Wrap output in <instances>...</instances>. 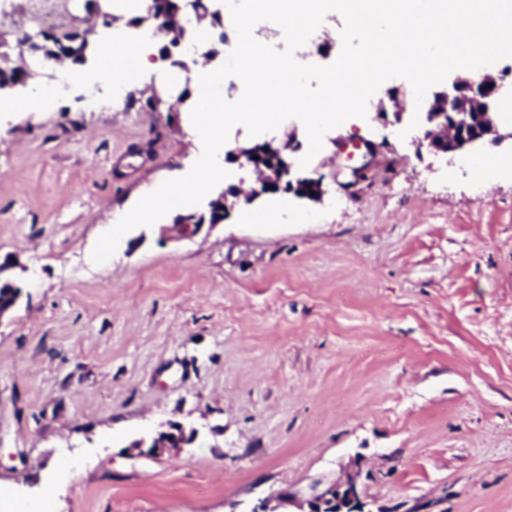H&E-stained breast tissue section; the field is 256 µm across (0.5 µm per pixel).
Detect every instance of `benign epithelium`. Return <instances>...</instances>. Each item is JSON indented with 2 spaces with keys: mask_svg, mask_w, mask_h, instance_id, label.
<instances>
[{
  "mask_svg": "<svg viewBox=\"0 0 512 512\" xmlns=\"http://www.w3.org/2000/svg\"><path fill=\"white\" fill-rule=\"evenodd\" d=\"M495 90L496 80L485 74L477 81L457 77L448 91L434 94L425 102L423 141L427 147L434 152L455 153L479 141L489 139L499 143L503 136L498 134L497 110L491 106ZM292 148L291 143L281 146L264 143L267 154L282 159L281 163L273 166L256 162L250 148L236 149V156L258 175V188L251 192L252 196L275 193L285 184L295 183L304 187L300 196L310 200L321 198V179L291 178L292 164L284 160V152ZM281 501L296 507V512H325L331 507L336 508V512H363L364 508L352 480L335 483L325 489L314 487L305 498L286 492L281 495Z\"/></svg>",
  "mask_w": 512,
  "mask_h": 512,
  "instance_id": "obj_1",
  "label": "benign epithelium"
}]
</instances>
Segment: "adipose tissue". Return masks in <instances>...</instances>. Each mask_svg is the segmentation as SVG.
<instances>
[{"instance_id": "ef3b65f1", "label": "adipose tissue", "mask_w": 512, "mask_h": 512, "mask_svg": "<svg viewBox=\"0 0 512 512\" xmlns=\"http://www.w3.org/2000/svg\"><path fill=\"white\" fill-rule=\"evenodd\" d=\"M179 23L186 29L187 41L195 45L190 54L195 135L200 140L211 142L213 149L206 156L195 179L184 184L165 186L156 194L145 198L140 210L122 216L121 221L125 224L152 223L162 213L183 205L196 189L208 185L217 186L229 177L222 164L224 142L221 130L225 120L224 104L213 94L222 76L214 71L206 58L207 51L216 47L217 42L208 26L189 22L184 17L180 18ZM237 37L245 48L242 72L249 83L258 86L259 92L251 97L245 109L236 112L235 117L258 128L277 124L281 113L288 109L286 74L295 69L312 68L315 61L310 56L291 60L272 58L253 47L251 28L247 25L239 28ZM150 53L151 47L147 44L137 47L133 52L122 45L114 46L112 50L106 51L102 67L95 75L96 82L109 81L124 89L137 86L141 73L156 69L149 58Z\"/></svg>"}]
</instances>
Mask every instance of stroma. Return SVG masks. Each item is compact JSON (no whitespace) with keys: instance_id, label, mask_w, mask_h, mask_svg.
Returning a JSON list of instances; mask_svg holds the SVG:
<instances>
[{"instance_id":"1","label":"stroma","mask_w":512,"mask_h":512,"mask_svg":"<svg viewBox=\"0 0 512 512\" xmlns=\"http://www.w3.org/2000/svg\"><path fill=\"white\" fill-rule=\"evenodd\" d=\"M110 0H74L77 73L112 41ZM22 0H0V69L27 56ZM91 105L74 84L0 118V495L22 512H252L354 477L370 512H512V143L421 147L414 92L385 81L365 117L292 164L320 200L245 201L222 223L199 192L153 224H120L152 188L193 178L206 143L177 101L189 82ZM377 143L353 181L340 144ZM123 153L114 165L115 153ZM202 224L182 234L180 219ZM179 425L190 443L151 452Z\"/></svg>"}]
</instances>
